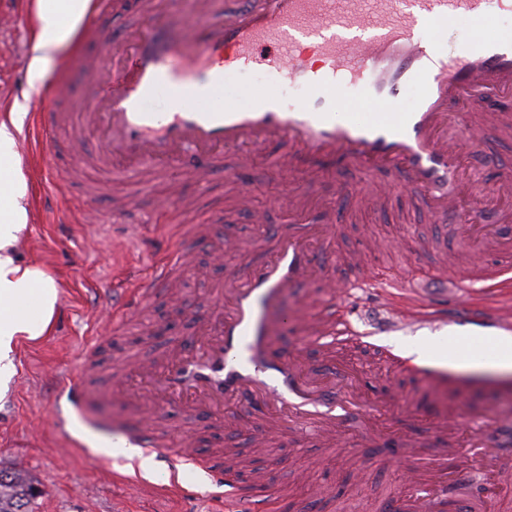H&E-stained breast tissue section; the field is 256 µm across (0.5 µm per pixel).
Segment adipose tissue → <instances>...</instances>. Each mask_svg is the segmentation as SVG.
<instances>
[{
	"instance_id": "1",
	"label": "adipose tissue",
	"mask_w": 512,
	"mask_h": 512,
	"mask_svg": "<svg viewBox=\"0 0 512 512\" xmlns=\"http://www.w3.org/2000/svg\"><path fill=\"white\" fill-rule=\"evenodd\" d=\"M39 28L29 42L28 84L39 92L60 52L71 44L91 0H32ZM27 103L14 102L0 113V403L11 393L23 345L52 333L59 306V284L38 261L21 254L18 245L29 224L30 185L22 168L21 134ZM405 356L441 363H465L481 371H512V336L488 342L469 358L442 337L400 343Z\"/></svg>"
}]
</instances>
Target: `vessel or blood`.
<instances>
[{
	"label": "vessel or blood",
	"instance_id": "1",
	"mask_svg": "<svg viewBox=\"0 0 512 512\" xmlns=\"http://www.w3.org/2000/svg\"><path fill=\"white\" fill-rule=\"evenodd\" d=\"M214 2L196 0L194 14L177 24L169 13L143 9L118 57L102 54L98 121L105 150L93 159L98 165L133 160L160 174L175 162L201 176L226 148L271 146L276 172L317 154L387 173L391 192L419 196L434 221L445 223L456 219L466 188L463 154L484 153L490 133L512 135V114L488 105L512 95V0H224L219 25L209 20ZM452 26L468 32L453 52ZM248 73L260 75V85L244 84ZM287 87L300 91L290 104L282 97ZM64 93V85H54L35 104L33 121L44 132H53L51 106ZM474 217L464 232L488 238L495 260L452 262L443 296H486V303L463 306L464 316L511 333L512 220L489 229L484 212ZM276 236L275 248L243 275L233 264L243 247L226 241L225 285L214 314L162 365L114 359L113 380L127 398L163 400L201 425L232 407L238 428H268L269 437L255 438L258 448L270 447L274 435L296 444L320 437L367 476L386 459L354 445L355 438L377 436L356 377L331 354L319 366L307 365L305 347L351 335L340 308L354 288L384 282L406 288L438 274L363 265L355 280L341 281L329 256H316L305 236L292 230ZM191 241L183 236L173 257L137 281L135 303L121 308L122 319L156 302L185 272ZM315 280L333 308L305 310L297 345L282 350L275 342L277 325L288 317L282 301L289 289ZM388 361L419 384L469 385L408 358ZM73 371L68 401L82 412L102 380L96 348L86 349ZM462 415L471 427L464 438L453 429ZM435 425L433 451L452 463L444 480L414 475L408 493L383 496L374 512H512V417L459 403L439 408ZM106 432L164 455L169 470L198 467L223 485L224 512H270L267 499L241 492L234 469L214 467L177 444L159 416L115 423Z\"/></svg>",
	"mask_w": 512,
	"mask_h": 512
}]
</instances>
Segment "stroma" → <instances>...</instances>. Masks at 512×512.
I'll list each match as a JSON object with an SVG mask.
<instances>
[{
  "label": "stroma",
  "instance_id": "1",
  "mask_svg": "<svg viewBox=\"0 0 512 512\" xmlns=\"http://www.w3.org/2000/svg\"><path fill=\"white\" fill-rule=\"evenodd\" d=\"M29 3L0 0V113L8 111L16 91L28 85V42L36 26ZM98 18L114 50L138 24L132 0H113ZM101 50L95 42L72 41L45 78V87L64 81L69 104L92 113L91 85ZM37 139L31 118H24L22 167L31 187L24 252L56 278L60 301L52 336L22 348L13 391L0 406V467L21 469L33 478L40 489L34 512H224L223 488L207 483L193 466L182 468V483L192 492L183 498L169 491L167 480L129 470L126 459L94 452L73 435L76 427L96 433L99 419L137 421L139 410L131 402L99 396L90 408L92 421L70 412L65 430L58 428L56 413L60 390L83 350L95 345L108 359L127 353L152 358L188 335L192 315L206 312L214 284L224 277L215 250L226 238L241 239L249 259L257 262L273 245L272 227L300 223V216L273 201L278 187L269 175V151H252L251 164L246 167L241 150H225L204 180L173 166L168 174L154 179L119 181L96 166L75 174L66 170L45 174L36 154ZM241 167L249 185L245 197L231 179ZM301 168L312 175L314 198L331 208L337 203L338 185L364 184L378 191V198L348 203V218L337 226L333 238L310 240L324 254L357 252L368 266L405 273L419 266L440 265L444 251L463 249L460 227L470 223L475 210L483 207L493 214L512 213V193L489 195L471 186L460 200L458 223L433 224L417 196L381 195L386 174L321 157L305 158ZM174 193L183 205V223L208 226L209 232L191 246L187 270L169 297L143 309L125 326H116L113 289L130 287L148 276L178 236L175 224L153 210L158 200ZM121 204L130 205L135 213L134 221L140 226L136 236H126L121 225L112 221L113 208ZM391 290L388 284L354 290L348 306L356 330L376 332L384 346L394 338L443 331L452 333L461 346H473L476 328L466 324L452 303L445 308V318L399 323L385 330L382 301ZM338 357L358 364L370 398H412L413 413L405 427L424 454L431 448L433 411L442 403L461 400L495 414H512V374H478L477 384L465 393L426 386L411 391L388 368L372 362L359 365L355 341H347ZM159 414L175 432L192 438L198 453L209 461H223L228 448L245 462L257 456L256 450L227 434L223 425L194 427L170 406L161 407ZM261 475L267 492L281 490L288 497L278 512H288L292 505L302 512H359L367 502L401 490L406 480L405 470L395 461L368 479H360L335 450L315 439L300 447L276 441Z\"/></svg>",
  "mask_w": 512,
  "mask_h": 512
}]
</instances>
